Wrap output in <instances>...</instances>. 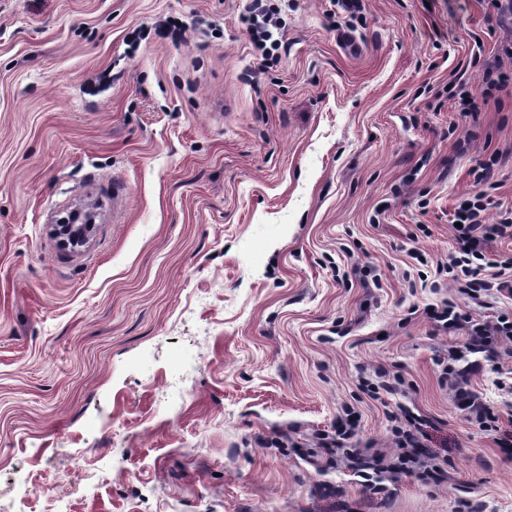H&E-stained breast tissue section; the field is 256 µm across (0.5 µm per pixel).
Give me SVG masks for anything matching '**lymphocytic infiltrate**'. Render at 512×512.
Returning <instances> with one entry per match:
<instances>
[{
	"instance_id": "f902f5d3",
	"label": "lymphocytic infiltrate",
	"mask_w": 512,
	"mask_h": 512,
	"mask_svg": "<svg viewBox=\"0 0 512 512\" xmlns=\"http://www.w3.org/2000/svg\"><path fill=\"white\" fill-rule=\"evenodd\" d=\"M262 2L246 0L240 19L260 53L259 67L264 70L277 62L280 44L269 28L270 14ZM471 60L482 65L480 82L471 83L464 71L457 70L451 72L447 85L448 98L464 121L476 117L481 106L497 93L512 89V68L505 66L506 61H512V42L503 41L493 58L482 59L476 51ZM503 160V154L495 152L473 167L476 189L457 202L454 219L458 226L446 258L431 262L420 252L412 254L421 267L418 278L431 293H438L447 283L458 294L457 300L444 299L426 305L424 313L436 330L449 334L463 332L462 342L437 356L439 379L451 391L454 407L486 431L497 430L499 412L473 389V376L491 368L496 375V388L512 394V370L502 367L505 359L512 358V315L500 313L491 319L484 316L497 299L512 295V253H494L489 249L495 240H512L511 207L499 211L496 220L487 217L492 194L499 187L496 174ZM386 417L398 449L394 456L363 454L357 439L359 414L349 405L343 406L338 414L334 432L320 434L317 445L327 450L333 461L348 462L363 472L412 476L425 485L444 484L447 471L424 444L426 419L403 409L387 411Z\"/></svg>"
}]
</instances>
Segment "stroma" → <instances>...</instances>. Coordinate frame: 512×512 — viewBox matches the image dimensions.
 Returning a JSON list of instances; mask_svg holds the SVG:
<instances>
[{
  "label": "stroma",
  "instance_id": "1",
  "mask_svg": "<svg viewBox=\"0 0 512 512\" xmlns=\"http://www.w3.org/2000/svg\"><path fill=\"white\" fill-rule=\"evenodd\" d=\"M273 2L262 74L241 0H0V512H512V395L472 380L495 432L454 408L452 338L408 309L455 290L405 282L477 160L512 157L511 94L462 125L445 91L480 79L472 34L512 28L483 0H363L349 50L330 0ZM358 261L380 287L337 283ZM361 365L402 393L370 398ZM346 404L386 452V405L425 417L447 483L374 495L330 464L315 435ZM93 227L92 214L80 210L72 212L70 219L64 224L55 225L56 232L61 236L64 245L85 244L89 240Z\"/></svg>",
  "mask_w": 512,
  "mask_h": 512
}]
</instances>
